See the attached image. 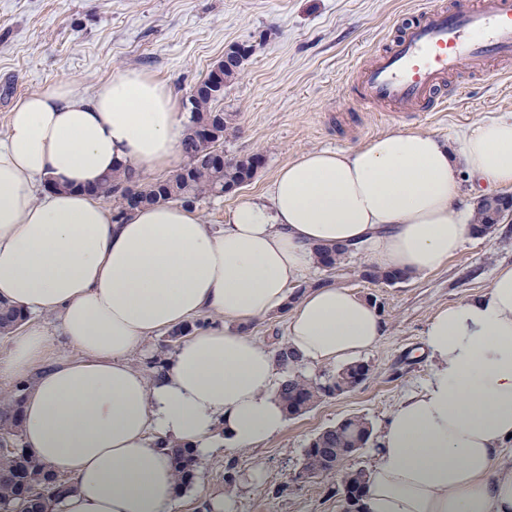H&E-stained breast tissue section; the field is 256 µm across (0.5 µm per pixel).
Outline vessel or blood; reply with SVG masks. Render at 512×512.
<instances>
[{
    "label": "vessel or blood",
    "instance_id": "vessel-or-blood-1",
    "mask_svg": "<svg viewBox=\"0 0 512 512\" xmlns=\"http://www.w3.org/2000/svg\"><path fill=\"white\" fill-rule=\"evenodd\" d=\"M512 61V0H476L461 8H433L406 28L384 53L359 67L356 96L365 105L400 108L431 101L463 68Z\"/></svg>",
    "mask_w": 512,
    "mask_h": 512
}]
</instances>
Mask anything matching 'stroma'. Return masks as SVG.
<instances>
[{
  "label": "stroma",
  "mask_w": 512,
  "mask_h": 512,
  "mask_svg": "<svg viewBox=\"0 0 512 512\" xmlns=\"http://www.w3.org/2000/svg\"><path fill=\"white\" fill-rule=\"evenodd\" d=\"M468 0H0V134L13 104L50 83L92 90L113 74L144 72L169 88L185 111L193 87L229 46L256 50L224 93L233 129L228 156L259 154L254 179L196 208L207 223H223L241 199L260 194L278 170L313 149L350 150L388 132L423 131L455 140L478 121L512 117V61L481 75L462 70L439 109L407 107L393 122L380 106L355 97L354 70L371 63L407 24L435 6ZM365 253L348 255L337 286L375 298L386 325L379 345L358 356L367 378L340 396L319 400L289 417L263 447L234 453L211 448L193 483L179 492L174 512H204L205 498L236 477L237 512H344L340 479L293 481L310 439L352 417L371 437L342 471L371 469L381 429L399 401L432 372L422 353L427 320L440 307L488 286L512 265V219L486 235L469 236L439 269L392 285L362 282L353 272Z\"/></svg>",
  "instance_id": "35a3bbf8"
}]
</instances>
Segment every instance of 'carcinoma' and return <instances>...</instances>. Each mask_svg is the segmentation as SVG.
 <instances>
[{
    "mask_svg": "<svg viewBox=\"0 0 512 512\" xmlns=\"http://www.w3.org/2000/svg\"><path fill=\"white\" fill-rule=\"evenodd\" d=\"M224 94H208L195 91L189 98L190 117L186 133L179 144V150L186 159L181 171L164 179H152L145 175L116 177L112 185L105 188L106 196L112 198V210L117 215L125 214L121 190L129 186L141 194L149 204L169 202H191L219 196L224 187H241L253 175L251 165L228 164L224 170L208 166L203 160V149L194 140L196 128L208 117L224 111ZM475 228L484 232L490 230L498 220L490 207L482 203L476 212ZM321 267L335 272L346 270L344 261L348 255L345 247L317 250ZM359 370L369 372L363 365H350L322 381L310 379L295 371L285 377L280 385L279 396L288 415H301L314 406L321 397L327 395L329 385L338 380H346ZM20 399L13 394L0 400V436L12 438L15 451L0 455V512H15L23 505V512H55L66 490L59 489L50 482L51 473L32 454L25 452L19 433L18 416ZM371 430L368 422L360 417H350L315 435L304 450L303 471L311 477L331 479L335 468L351 457L354 450L364 447L369 441ZM171 461L178 487L189 485L199 467L196 450L185 446L171 449ZM30 487L36 495L21 498L23 489Z\"/></svg>",
    "mask_w": 512,
    "mask_h": 512,
    "instance_id": "cac0c4a2",
    "label": "carcinoma"
}]
</instances>
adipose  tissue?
Instances as JSON below:
<instances>
[{
    "label": "adipose tissue",
    "instance_id": "1",
    "mask_svg": "<svg viewBox=\"0 0 512 512\" xmlns=\"http://www.w3.org/2000/svg\"><path fill=\"white\" fill-rule=\"evenodd\" d=\"M187 118L164 85L125 71L88 93L37 89L0 137V303L25 317L0 380L24 383L23 442L68 480L59 512H172L171 446L232 453L287 423V368L245 323L290 310L285 342L303 365L382 340L377 310L350 289L292 298L317 249L362 248L379 270L424 275L472 232L462 177L478 195L512 189V119H498L453 144L391 132L304 152L219 226L177 203L115 219L91 188L174 167ZM189 323L164 368L133 366ZM54 334L74 360L52 359ZM423 336L433 371L382 428L364 512H512V266L438 309Z\"/></svg>",
    "mask_w": 512,
    "mask_h": 512
}]
</instances>
